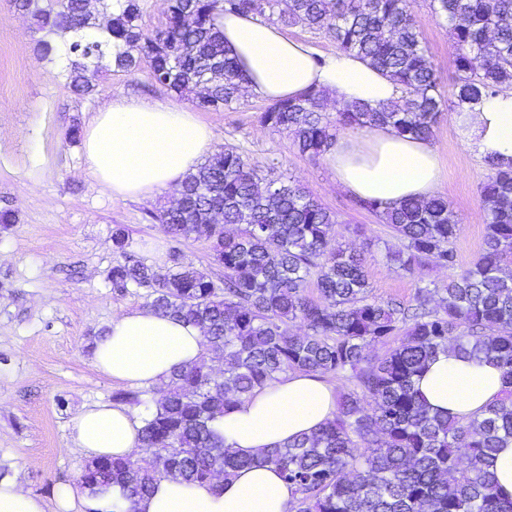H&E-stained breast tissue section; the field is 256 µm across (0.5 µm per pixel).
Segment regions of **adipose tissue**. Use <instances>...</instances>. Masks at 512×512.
Listing matches in <instances>:
<instances>
[{
  "mask_svg": "<svg viewBox=\"0 0 512 512\" xmlns=\"http://www.w3.org/2000/svg\"><path fill=\"white\" fill-rule=\"evenodd\" d=\"M216 25L237 59L248 93L268 102L323 89L346 101L373 105L396 100L401 89L389 76L358 57L318 55L304 41L249 15L223 12ZM458 131L480 157L512 164V87L483 98L456 115ZM213 131L186 107L168 101L126 98L89 119L84 131L86 172L117 199H155L174 188L212 151ZM337 186L366 201L397 204L427 199L444 172L428 142L376 128L341 141L327 155ZM199 328L148 310L113 319L96 344L93 363L106 376L140 386L166 382L175 367L197 361ZM417 388L431 410L461 418L502 396L505 378L489 363L441 354L429 364ZM335 386L315 374L291 371L229 408L214 428L226 445L253 465L219 482L187 484L159 480L137 503L138 512H288L294 488L257 454L334 419ZM139 423L122 406L97 404L69 423L73 447L92 461L122 458L137 450Z\"/></svg>",
  "mask_w": 512,
  "mask_h": 512,
  "instance_id": "obj_1",
  "label": "adipose tissue"
}]
</instances>
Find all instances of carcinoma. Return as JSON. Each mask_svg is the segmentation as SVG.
<instances>
[{
  "label": "carcinoma",
  "instance_id": "1",
  "mask_svg": "<svg viewBox=\"0 0 512 512\" xmlns=\"http://www.w3.org/2000/svg\"><path fill=\"white\" fill-rule=\"evenodd\" d=\"M59 0V10L12 0L32 14L36 31L63 37L65 79L79 98L94 92L86 72L134 73L149 64L153 81L192 105L219 112L240 104L242 77L214 27L217 11L277 18L328 35L336 48L368 60L401 85L402 100L378 106L335 101L310 89L270 104L261 122L290 133L299 153L317 159L344 129L388 126L432 140L444 108L462 112L512 85V0H430L445 18L456 79L447 99L420 38L413 0H169L165 27L139 24L140 0ZM480 197L486 232L467 266L452 248L459 224L448 200L398 206L359 201L403 242L388 261L413 273L426 263L452 270L443 288L417 289L413 305L371 297L362 255L334 244L336 214L300 184L269 181L234 150L216 151L175 189L152 218L175 239L206 236L224 268V287L169 254L165 269L127 259L112 268V288L147 289L146 307L199 327L204 356L174 369L159 396L136 392L115 400L144 407L141 447L148 457L103 458L81 476L89 495L119 488L115 512H137L142 496L164 477L187 483L229 477L247 464L211 423L255 389L290 370L342 376L351 382L335 418L312 433L261 452L295 488L288 512H512L490 470L512 441V166L484 161ZM316 276L319 297L305 294ZM296 322L301 334L288 332ZM381 345L382 356L368 358ZM492 363L503 371L504 397L467 418L434 413L415 380L440 353Z\"/></svg>",
  "mask_w": 512,
  "mask_h": 512
}]
</instances>
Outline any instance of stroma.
I'll return each instance as SVG.
<instances>
[{
  "label": "stroma",
  "mask_w": 512,
  "mask_h": 512,
  "mask_svg": "<svg viewBox=\"0 0 512 512\" xmlns=\"http://www.w3.org/2000/svg\"><path fill=\"white\" fill-rule=\"evenodd\" d=\"M422 40L451 93L455 68L448 27L414 0ZM40 34L31 14L0 0V209L17 221L0 224V480H15L45 502L57 485L78 481L87 465L69 441L68 423L82 408L112 403L125 382L91 362L94 342L118 316L143 309L146 289L112 291L113 266L125 256L162 267L171 250L184 265L222 283L224 270L211 258L205 238L175 240L150 212L159 200H120L84 169L81 141H69L91 112L122 98L174 100L151 78L135 73L94 72L92 96H74L66 85L62 56L45 60L35 50ZM265 100L251 95L220 112L198 110L214 135V149L243 154L265 179L303 184L338 214L336 240L366 258L373 297L413 303L419 286H443L448 268L430 265L412 275L391 267L386 254L402 242L378 217L340 190L326 159L300 154L291 135L264 126ZM432 145L445 172L438 190L447 198L460 231L453 242L460 264L479 254L485 221L479 187L488 171L462 142L452 111L443 112ZM128 234L125 253L112 247V231Z\"/></svg>",
  "instance_id": "35a3bbf8"
}]
</instances>
